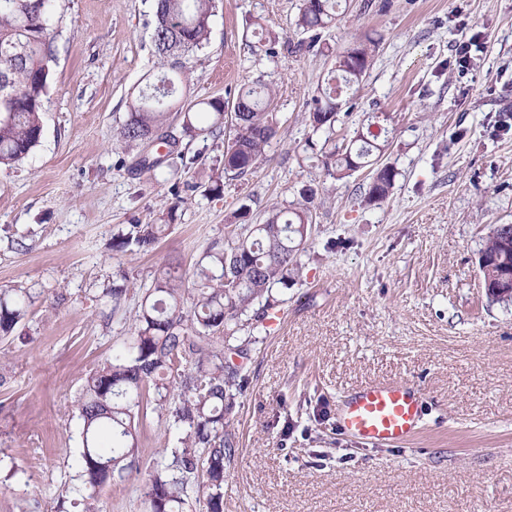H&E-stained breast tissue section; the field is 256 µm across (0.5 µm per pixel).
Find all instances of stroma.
<instances>
[{
  "label": "stroma",
  "instance_id": "1",
  "mask_svg": "<svg viewBox=\"0 0 512 512\" xmlns=\"http://www.w3.org/2000/svg\"><path fill=\"white\" fill-rule=\"evenodd\" d=\"M152 0H57L58 60L39 146L0 169V288L31 289L27 316L0 337V512H81L76 402L87 376L133 330L145 288L191 271L233 212L262 222L270 203L312 187L315 226L302 276L255 329L228 429L224 512H512V302L488 299L478 252L512 224V0H346L309 51L256 50L260 28L301 39V0H218L208 44L186 56L179 96L235 99L260 79L281 129L255 172L211 194L222 141L181 137L162 168L137 171L141 147L116 132L129 101L168 64L153 52ZM487 47L467 69L458 40ZM372 38L343 132L390 129L391 195L364 206L367 170L343 179L311 165L307 116L334 54ZM177 219L147 253H120L126 224ZM127 284L120 308L105 288ZM419 384L420 434L397 447L336 429L341 397L383 380ZM139 476L114 478L101 512H148L142 473L176 440L163 415L138 432Z\"/></svg>",
  "mask_w": 512,
  "mask_h": 512
}]
</instances>
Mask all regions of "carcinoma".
<instances>
[{
  "instance_id": "carcinoma-1",
  "label": "carcinoma",
  "mask_w": 512,
  "mask_h": 512,
  "mask_svg": "<svg viewBox=\"0 0 512 512\" xmlns=\"http://www.w3.org/2000/svg\"><path fill=\"white\" fill-rule=\"evenodd\" d=\"M342 0H302L296 27L313 44L336 26ZM216 0H153L155 53L170 61L172 76L139 92L128 103L119 135L128 143L145 140L181 121L182 134L202 132L223 138L224 174L243 178L267 158L279 134L273 91L258 79L240 88L241 107L225 121V102L210 98L197 112L175 104L181 59L208 43ZM56 0H0V167L24 160L40 143L46 88L57 61ZM371 42L353 41L335 53L327 86L315 98L308 121L312 133L325 135L321 148L312 140L327 175L353 174V161L370 169L363 203L377 205L391 193L396 168L382 162L386 128L373 123L336 135L341 96L359 84L370 66ZM173 203L159 224H128L112 238V250L141 253L152 249L173 221ZM313 214L304 203L283 208L274 203L261 224H229L224 243L213 242L192 272H167L154 281L120 349L86 378L78 400L82 451L75 491L82 512H99L98 491L115 475L133 472L138 453L136 420L144 407L167 416L178 447L171 458L149 471L144 497L150 512H184L189 492L202 491L206 512H224V463L235 452L226 418L233 411L241 370L230 354L248 355L253 336L240 332L262 322L303 271L302 253L311 236ZM486 263L485 286L512 278V224H497L479 250ZM32 296L27 288L0 289V335L9 334L25 316Z\"/></svg>"
}]
</instances>
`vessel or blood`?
<instances>
[{
  "instance_id": "obj_1",
  "label": "vessel or blood",
  "mask_w": 512,
  "mask_h": 512,
  "mask_svg": "<svg viewBox=\"0 0 512 512\" xmlns=\"http://www.w3.org/2000/svg\"><path fill=\"white\" fill-rule=\"evenodd\" d=\"M423 418L420 389L405 381H381L368 384L341 401L336 428L348 437L395 445L416 436Z\"/></svg>"
}]
</instances>
